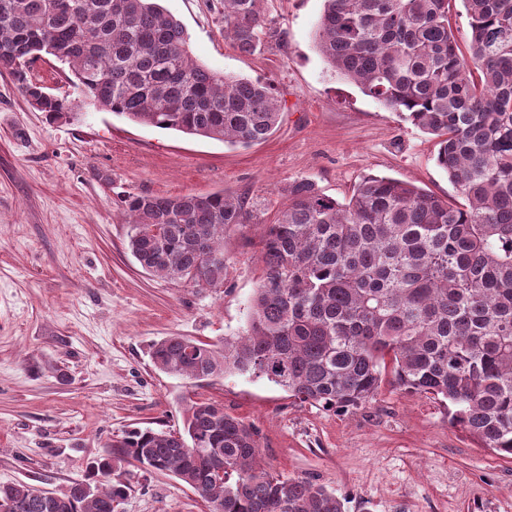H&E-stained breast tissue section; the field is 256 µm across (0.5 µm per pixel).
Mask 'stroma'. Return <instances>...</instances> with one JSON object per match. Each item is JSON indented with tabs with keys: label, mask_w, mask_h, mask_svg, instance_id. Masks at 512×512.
<instances>
[{
	"label": "stroma",
	"mask_w": 512,
	"mask_h": 512,
	"mask_svg": "<svg viewBox=\"0 0 512 512\" xmlns=\"http://www.w3.org/2000/svg\"><path fill=\"white\" fill-rule=\"evenodd\" d=\"M323 5L264 0L283 34L247 54L224 37L220 0H163L199 63L277 92V130L247 148L93 108L53 121L0 69V485L65 491L129 430L181 429L188 400H212L257 431L271 471L316 480L344 512H512V458L451 425L444 403L386 381L360 408H322L247 373L192 383L149 356L166 336L244 334L262 275L251 243L286 207L291 181L342 203L368 177L463 201L435 138L320 53ZM215 191L257 217L224 232L223 286L147 274L126 248L124 196ZM121 478L130 490L117 512H206L173 475L133 461Z\"/></svg>",
	"instance_id": "stroma-1"
}]
</instances>
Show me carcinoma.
<instances>
[{
    "mask_svg": "<svg viewBox=\"0 0 512 512\" xmlns=\"http://www.w3.org/2000/svg\"><path fill=\"white\" fill-rule=\"evenodd\" d=\"M470 56L457 52L449 0H324L316 36L341 75L438 139L437 162L465 198L451 206L411 184L363 180L345 203L307 181L259 238L264 274L245 334L217 346L167 336L162 372L200 382L252 373L301 403L357 409L386 373L453 407L451 423L512 457V0H462ZM275 37L263 0H224V37L244 53ZM68 65L90 104L127 120L249 147L278 127L269 85L206 68L158 0H0V68L56 118L70 101L29 76L42 55ZM127 249L147 273L217 288L224 229L251 221L222 192L130 195ZM118 453L47 503L27 483L0 485L20 512H114L130 458L170 473L209 512H344L325 486L269 472L256 432L211 400L178 432L135 429Z\"/></svg>",
    "mask_w": 512,
    "mask_h": 512,
    "instance_id": "cac0c4a2",
    "label": "carcinoma"
}]
</instances>
